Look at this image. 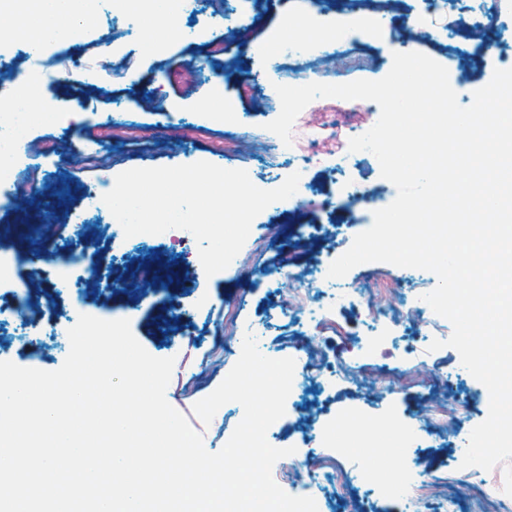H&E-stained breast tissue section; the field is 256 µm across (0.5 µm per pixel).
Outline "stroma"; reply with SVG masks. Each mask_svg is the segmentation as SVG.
I'll return each instance as SVG.
<instances>
[{"mask_svg":"<svg viewBox=\"0 0 512 512\" xmlns=\"http://www.w3.org/2000/svg\"><path fill=\"white\" fill-rule=\"evenodd\" d=\"M322 2L307 22L292 0H228L223 28L213 29L204 24L210 4L201 0L198 13L181 18L180 25L201 42L225 39L232 51L224 64L199 58L194 42L147 46V30L135 18L113 19L112 0H97L79 40L45 54L31 53L17 38L0 42V94L8 93L16 76L35 73L41 77L40 96L65 114L26 133V141L50 140L55 149L21 163L4 184L14 202L0 209V258L12 267L10 277L0 281V361L58 369L70 349L68 339L55 336L61 324L82 314L124 316L151 355L174 358L166 398L189 417L205 448L216 452L237 426L240 404H225L207 425L192 408L238 360L237 339L224 332L225 322L234 320L259 329L257 345L267 357L313 350L327 365L302 379L284 415L267 432L271 445L293 450L273 467V478L286 493L307 494L324 512H425L422 504L389 497L384 490L388 476L408 472L443 498H463L469 512H496L504 495L502 468L468 477L457 467L472 430L488 415L487 388L463 367L454 348L431 350L433 340L450 337L449 321L436 327L419 317L393 316L407 296L436 287L434 273L384 263L382 280L373 282L355 268L343 283L361 287L368 307L330 311L320 329L283 313L287 303L306 306L314 299L311 290L290 284L289 272L311 274L331 264L371 226L355 215L344 185L380 188L388 199L396 198V187L382 178L374 161L357 156L343 170L313 168L298 205L257 216L269 230L262 243L247 239L241 264L204 282L198 276L197 243L179 245L142 234L117 238L109 210L79 213L86 188L108 185L130 169L207 161L272 181L287 172L289 154L302 157L315 147L333 160L346 156L353 130L371 127L379 118L369 101L315 100L296 119L286 154L266 129L277 109L262 93L237 94L238 84L263 66L256 48L281 29L311 45L328 26L345 25L356 13L353 0ZM346 46L372 53L374 67L356 73L339 65L322 75L310 54L295 65L280 61L276 67L291 68L303 85L323 78L343 84L381 79L393 53L420 52L447 69L458 102L466 107L495 69L512 68V0H393L374 33L357 34ZM187 59L197 62L196 82L171 80L168 70ZM77 60L92 70L106 69V77L74 82L70 68ZM218 77L241 115L242 146L236 150H224V122L203 97ZM79 244L87 248V262L72 267L69 290L60 287L55 262L35 270L26 257L34 249L64 253ZM146 261L164 277L163 287L137 279L136 270ZM90 263L101 264L116 289H87ZM378 315L386 331L376 352L362 355L358 344L372 336ZM391 416L416 432L414 448H393L384 432ZM329 422L339 432L335 446L317 436ZM369 460L380 463L378 475L362 470ZM298 467L309 472L301 482L292 477Z\"/></svg>","mask_w":512,"mask_h":512,"instance_id":"35a3bbf8","label":"stroma"}]
</instances>
